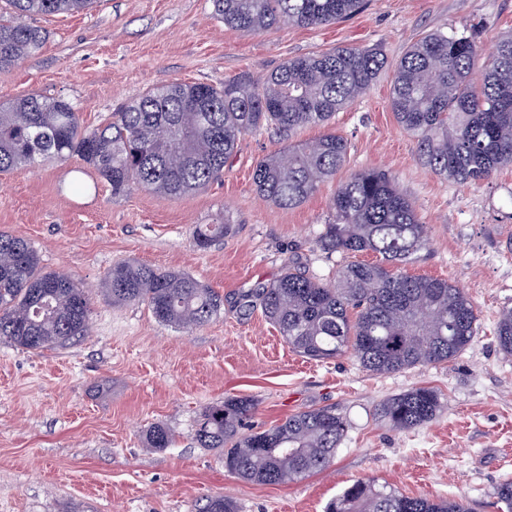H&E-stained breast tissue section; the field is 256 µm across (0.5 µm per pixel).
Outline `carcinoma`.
Wrapping results in <instances>:
<instances>
[{
  "instance_id": "1",
  "label": "carcinoma",
  "mask_w": 512,
  "mask_h": 512,
  "mask_svg": "<svg viewBox=\"0 0 512 512\" xmlns=\"http://www.w3.org/2000/svg\"><path fill=\"white\" fill-rule=\"evenodd\" d=\"M0 17V70L37 53L46 32L32 20L89 11L97 0H8ZM224 24L247 34L281 25L318 26L361 11L366 0H212ZM377 48H336L284 61L260 79L243 75L219 85L172 83L146 90L93 129L68 100L28 94L0 103V173L78 156L120 196L132 187L162 198L206 189L224 175L240 138L262 129L291 137L299 128L327 126L362 98L386 69ZM389 103L397 123L416 143L418 160L436 175L476 187L512 165V30L488 55L473 39L432 31L412 45L393 69ZM349 158L347 140L333 131L290 145L256 164L252 183L266 201L294 208L336 175ZM225 224H198L196 246L224 237ZM326 254L372 252L377 263L350 262L332 285L285 264L258 290L262 313L289 346L315 361L352 350L375 374L448 361L476 335V315L446 279L409 276L392 266L408 263L427 244L426 226L395 180L359 170L336 188L332 215L317 240ZM105 292L115 304L144 302L162 324L201 327L224 309V296L181 271L141 263L112 268ZM87 291L68 275L45 271L29 240L0 231V339L42 351L86 335ZM500 349L512 355V307L497 320ZM254 409L247 397H228L203 410L194 433L199 448L224 449V465L243 481L280 485L329 466L348 428L330 407L293 414L262 431L242 432ZM443 409L437 391L417 387L378 407L395 430L435 420ZM149 447L172 445L156 425ZM202 512H237L222 496ZM327 512H470L458 500L411 497L358 480Z\"/></svg>"
}]
</instances>
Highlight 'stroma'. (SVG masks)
Listing matches in <instances>:
<instances>
[{
	"mask_svg": "<svg viewBox=\"0 0 512 512\" xmlns=\"http://www.w3.org/2000/svg\"><path fill=\"white\" fill-rule=\"evenodd\" d=\"M37 24L46 41L0 71V103L62 97L93 128L152 87L258 76L340 46H377L393 63L442 30L487 49L512 30V0H369L333 24L258 35L225 26L212 0H99L87 13ZM392 75L385 70L337 113L332 129L348 141L349 162L294 208L260 199L252 170L288 142L318 138L316 126L289 141L265 129L245 135L222 180L178 198L140 187L113 196L76 156L0 174V231L27 238L44 268L67 273L92 297L88 334L65 347L28 351L0 340V512H200L213 495L239 512H325L359 479L502 512L495 489L512 480V357L499 349L495 326L512 307V252L504 247L512 167L477 187L435 175L390 109ZM362 168L389 172L427 226L426 249L402 272L447 279L474 308L478 334L453 359L386 375L365 371L350 351L317 362L262 314L255 292L287 262L333 280L344 258L324 254L317 238L337 181ZM221 223L222 241L194 247L195 225ZM131 260L192 275L223 295V313L188 331L158 323L144 303H112L104 282ZM420 386L444 404L433 422L398 431L379 419L383 400ZM232 396L255 402L249 432L321 407L349 427L327 469L279 486L247 483L227 471L223 449L193 439L203 409ZM157 424L173 434L172 447H148L146 432Z\"/></svg>",
	"mask_w": 512,
	"mask_h": 512,
	"instance_id": "35a3bbf8",
	"label": "stroma"
}]
</instances>
